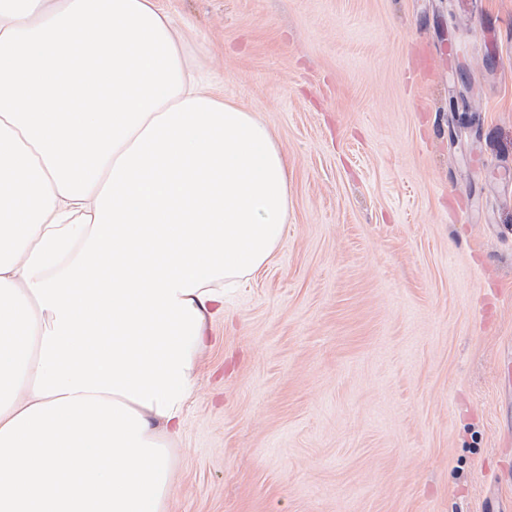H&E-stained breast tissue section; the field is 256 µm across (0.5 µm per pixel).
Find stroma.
Here are the masks:
<instances>
[{"mask_svg":"<svg viewBox=\"0 0 512 512\" xmlns=\"http://www.w3.org/2000/svg\"><path fill=\"white\" fill-rule=\"evenodd\" d=\"M288 156L167 512H512V0H156Z\"/></svg>","mask_w":512,"mask_h":512,"instance_id":"obj_1","label":"stroma"}]
</instances>
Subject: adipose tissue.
Wrapping results in <instances>:
<instances>
[{"mask_svg": "<svg viewBox=\"0 0 512 512\" xmlns=\"http://www.w3.org/2000/svg\"><path fill=\"white\" fill-rule=\"evenodd\" d=\"M153 0H0V512H166L208 318L288 158Z\"/></svg>", "mask_w": 512, "mask_h": 512, "instance_id": "ef3b65f1", "label": "adipose tissue"}]
</instances>
